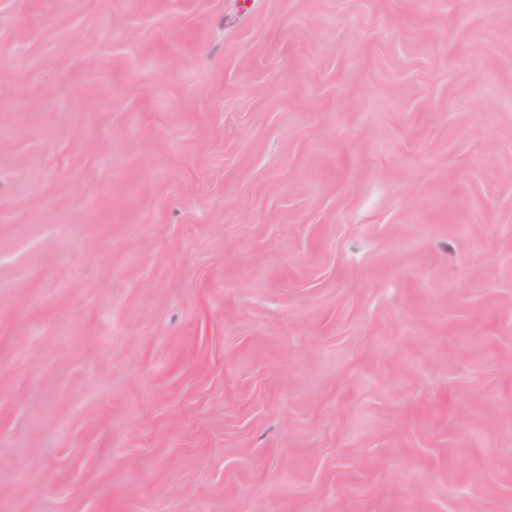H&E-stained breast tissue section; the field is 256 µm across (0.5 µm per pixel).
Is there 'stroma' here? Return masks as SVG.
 Returning <instances> with one entry per match:
<instances>
[{"label":"stroma","instance_id":"stroma-1","mask_svg":"<svg viewBox=\"0 0 512 512\" xmlns=\"http://www.w3.org/2000/svg\"><path fill=\"white\" fill-rule=\"evenodd\" d=\"M0 512H512V0H0Z\"/></svg>","mask_w":512,"mask_h":512}]
</instances>
